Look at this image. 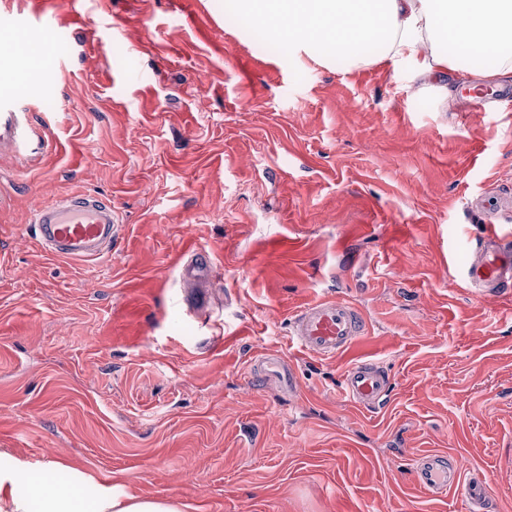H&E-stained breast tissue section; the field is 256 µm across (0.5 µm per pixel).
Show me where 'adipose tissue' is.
<instances>
[{"label":"adipose tissue","mask_w":512,"mask_h":512,"mask_svg":"<svg viewBox=\"0 0 512 512\" xmlns=\"http://www.w3.org/2000/svg\"><path fill=\"white\" fill-rule=\"evenodd\" d=\"M233 10L262 24L302 59L368 63L367 49L405 64L426 84L464 72L476 56L494 64L487 79L512 75V0H230ZM0 512H184L182 502L140 497L124 484H94L74 470L44 490L29 463L0 467Z\"/></svg>","instance_id":"adipose-tissue-1"}]
</instances>
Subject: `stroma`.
Returning a JSON list of instances; mask_svg holds the SVG:
<instances>
[{"instance_id": "stroma-1", "label": "stroma", "mask_w": 512, "mask_h": 512, "mask_svg": "<svg viewBox=\"0 0 512 512\" xmlns=\"http://www.w3.org/2000/svg\"><path fill=\"white\" fill-rule=\"evenodd\" d=\"M40 0L0 61L48 147H0V463H62L194 512H463L414 484L444 451L512 512V320L451 276L482 229L478 196L512 192V112L469 111L404 67L290 61L226 0ZM81 191L111 199V252L53 258L30 218ZM205 249L209 310L177 257ZM353 300L370 333L333 360L304 354L289 319ZM284 356L297 391L248 384ZM393 376L389 404L339 394L360 358Z\"/></svg>"}]
</instances>
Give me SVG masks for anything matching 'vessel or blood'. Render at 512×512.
Here are the masks:
<instances>
[{"label": "vessel or blood", "instance_id": "b4317fda", "mask_svg": "<svg viewBox=\"0 0 512 512\" xmlns=\"http://www.w3.org/2000/svg\"><path fill=\"white\" fill-rule=\"evenodd\" d=\"M15 88L0 89V145L18 154H28L48 144L45 131L33 128L26 113L20 112ZM31 222L42 248L51 256L90 260L111 250L123 230L111 200L78 192L47 203L34 211ZM512 222V204L498 203L488 215L483 235L470 251L467 261L452 265V277L478 299L512 297V237L499 234L497 224ZM214 265L204 250L186 251L180 276L192 284V308L207 311L211 296L203 284L211 280ZM362 310L352 301L321 298L299 308L292 320V334L309 355L333 359L351 350L367 333ZM249 378L292 383L293 377L280 358L267 356L255 363ZM392 378L382 362L359 360L348 365L340 393L357 408L383 406L391 392ZM414 483L424 493L439 496L455 492L468 505V512H488L490 494L482 475H466L462 461L445 453L416 457Z\"/></svg>", "mask_w": 512, "mask_h": 512}]
</instances>
